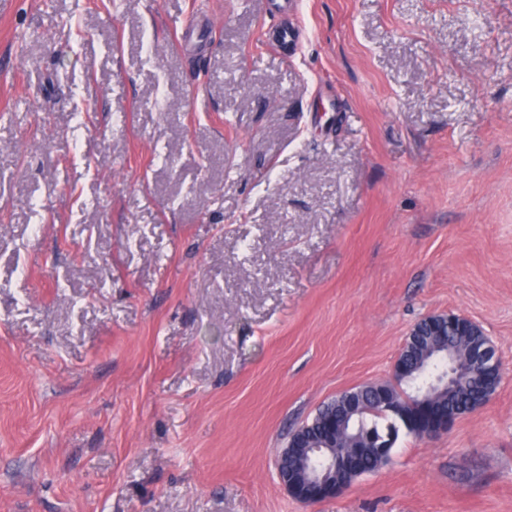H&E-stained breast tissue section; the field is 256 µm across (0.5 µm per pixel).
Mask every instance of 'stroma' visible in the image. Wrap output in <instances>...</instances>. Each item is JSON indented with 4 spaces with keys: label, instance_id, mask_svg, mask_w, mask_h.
<instances>
[{
    "label": "stroma",
    "instance_id": "stroma-1",
    "mask_svg": "<svg viewBox=\"0 0 512 512\" xmlns=\"http://www.w3.org/2000/svg\"><path fill=\"white\" fill-rule=\"evenodd\" d=\"M290 21L0 13V512H512V0ZM440 313L495 344L492 400L299 504L291 434Z\"/></svg>",
    "mask_w": 512,
    "mask_h": 512
}]
</instances>
